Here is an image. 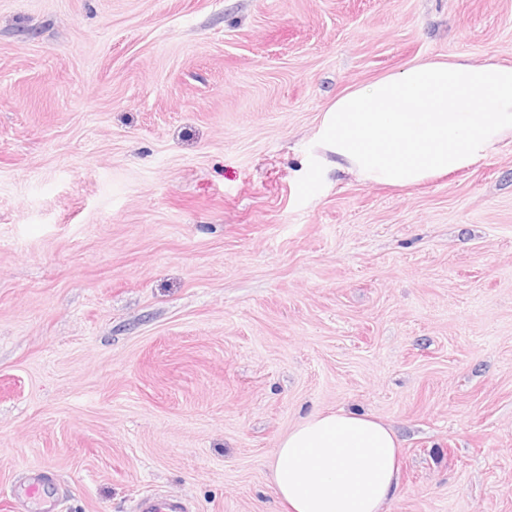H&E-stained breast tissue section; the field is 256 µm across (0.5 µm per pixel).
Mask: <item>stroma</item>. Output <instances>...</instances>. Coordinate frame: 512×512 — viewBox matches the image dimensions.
Segmentation results:
<instances>
[{"instance_id": "stroma-1", "label": "stroma", "mask_w": 512, "mask_h": 512, "mask_svg": "<svg viewBox=\"0 0 512 512\" xmlns=\"http://www.w3.org/2000/svg\"><path fill=\"white\" fill-rule=\"evenodd\" d=\"M452 55L512 62V0H0V512H281L339 409L397 433L388 512H512V141L313 162L342 90ZM135 512H189V508L181 500L151 494L137 501Z\"/></svg>"}]
</instances>
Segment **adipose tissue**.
Returning <instances> with one entry per match:
<instances>
[{"mask_svg":"<svg viewBox=\"0 0 512 512\" xmlns=\"http://www.w3.org/2000/svg\"><path fill=\"white\" fill-rule=\"evenodd\" d=\"M512 138V64L417 59L338 94L313 150L323 172L410 187L468 168ZM399 441L366 413L303 418L271 464L285 512H387L399 487Z\"/></svg>","mask_w":512,"mask_h":512,"instance_id":"ef3b65f1","label":"adipose tissue"}]
</instances>
